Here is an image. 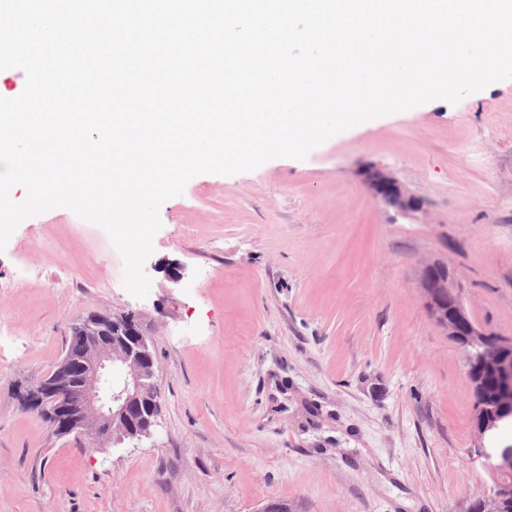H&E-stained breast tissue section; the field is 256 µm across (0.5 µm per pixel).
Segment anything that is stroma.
<instances>
[{"label": "stroma", "mask_w": 512, "mask_h": 512, "mask_svg": "<svg viewBox=\"0 0 512 512\" xmlns=\"http://www.w3.org/2000/svg\"><path fill=\"white\" fill-rule=\"evenodd\" d=\"M370 168L423 211L377 200ZM159 217L142 299L105 230L63 207L0 252V512H461L489 492L473 449L512 431L477 440L466 354L419 280L448 263L473 319L512 338V79L195 176ZM91 312L141 318L149 436L96 448L19 400Z\"/></svg>", "instance_id": "35a3bbf8"}]
</instances>
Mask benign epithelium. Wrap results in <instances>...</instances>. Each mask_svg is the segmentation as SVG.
<instances>
[{"label":"benign epithelium","mask_w":512,"mask_h":512,"mask_svg":"<svg viewBox=\"0 0 512 512\" xmlns=\"http://www.w3.org/2000/svg\"><path fill=\"white\" fill-rule=\"evenodd\" d=\"M364 176L386 206L404 215L421 209L420 200L393 176L377 169ZM420 288L432 318L466 353V376L479 394L474 432L481 440L512 411V343L489 338L491 332L472 318L448 264L423 263ZM487 366L502 375L509 397L496 402L484 398L481 370ZM155 370L156 358L137 314L92 313L71 326L70 348L62 360L31 382L22 399L27 409L48 412V422L60 436L86 434L99 444L139 438L156 424ZM474 452L490 461L494 472L512 473V442L492 455L480 445Z\"/></svg>","instance_id":"7a95c632"}]
</instances>
